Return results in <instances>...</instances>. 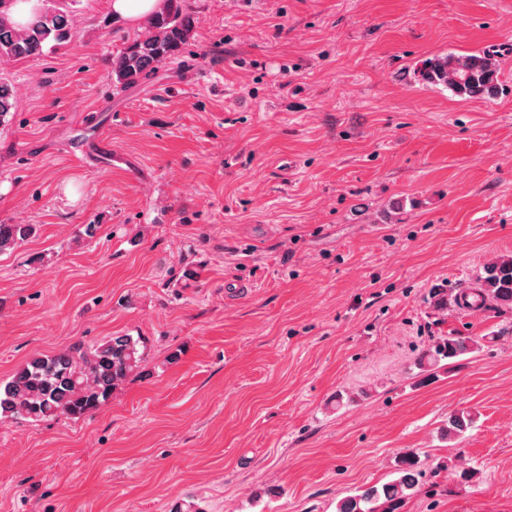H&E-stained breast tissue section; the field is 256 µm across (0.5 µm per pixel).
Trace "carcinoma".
Returning <instances> with one entry per match:
<instances>
[{
    "label": "carcinoma",
    "instance_id": "cac0c4a2",
    "mask_svg": "<svg viewBox=\"0 0 512 512\" xmlns=\"http://www.w3.org/2000/svg\"><path fill=\"white\" fill-rule=\"evenodd\" d=\"M15 0H0V57L26 59L43 53L46 43L60 45L74 36L67 2L55 8L32 11L21 24L15 21ZM164 7L148 19L112 61V80L130 85L178 58L188 42L192 24L183 15L181 0H163ZM498 51L448 53L422 61L414 70L418 83L441 86L461 99L495 96L498 81ZM15 92L0 80V123L13 108ZM30 224H0V254L12 250L32 233ZM482 308L501 312L512 309V256L501 257L483 268L477 277ZM480 348L478 340L451 333L434 340L418 361L420 370L431 374L441 363L453 364ZM144 361L140 340L130 335L113 336L100 343L58 354H37L11 376L0 379V422L22 417L33 422L53 419L79 420L99 409L112 391ZM470 414L458 412L448 420V437L456 439L471 427ZM424 463L413 450L398 459L399 477L380 487L340 499L336 512H395V507L414 494Z\"/></svg>",
    "mask_w": 512,
    "mask_h": 512
}]
</instances>
